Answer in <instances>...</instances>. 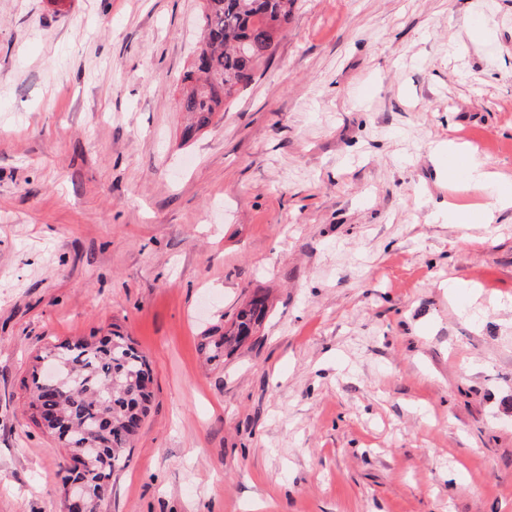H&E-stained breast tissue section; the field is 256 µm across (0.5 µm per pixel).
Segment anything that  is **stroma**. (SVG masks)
I'll return each mask as SVG.
<instances>
[{
    "instance_id": "stroma-1",
    "label": "stroma",
    "mask_w": 512,
    "mask_h": 512,
    "mask_svg": "<svg viewBox=\"0 0 512 512\" xmlns=\"http://www.w3.org/2000/svg\"><path fill=\"white\" fill-rule=\"evenodd\" d=\"M201 0H0V512H62L46 343L118 328L154 399L103 512H512V0H296L184 138ZM268 314L199 352L254 294ZM451 154L462 157L464 164L456 170L448 169V179L460 181L467 189L491 199L476 219L491 223L495 212L512 208L511 183L507 184L508 181L496 177L482 159L473 154L464 157L457 147L448 143V155Z\"/></svg>"
}]
</instances>
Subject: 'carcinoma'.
Instances as JSON below:
<instances>
[{"instance_id":"cac0c4a2","label":"carcinoma","mask_w":512,"mask_h":512,"mask_svg":"<svg viewBox=\"0 0 512 512\" xmlns=\"http://www.w3.org/2000/svg\"><path fill=\"white\" fill-rule=\"evenodd\" d=\"M293 5L294 0H203L200 36L209 56L205 68L192 65L182 79V108L196 127L207 126L223 107L214 88L232 96L257 66L272 58ZM265 311V298L253 296L224 333L203 337L200 348L211 361L224 357V350L252 335ZM42 359L49 360L55 388L46 393L32 374L31 421L38 426L39 416L52 412L73 427L66 453L77 465H66L61 481H84L89 499L101 505L114 473L128 465L132 442L148 414L152 377L147 356L114 329L99 338L50 344L36 356Z\"/></svg>"}]
</instances>
